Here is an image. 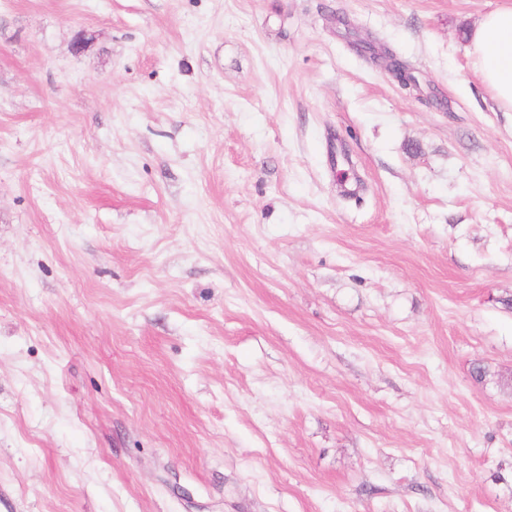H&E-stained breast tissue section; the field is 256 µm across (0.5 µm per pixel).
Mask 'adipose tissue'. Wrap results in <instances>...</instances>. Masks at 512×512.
Segmentation results:
<instances>
[{
    "label": "adipose tissue",
    "instance_id": "obj_1",
    "mask_svg": "<svg viewBox=\"0 0 512 512\" xmlns=\"http://www.w3.org/2000/svg\"><path fill=\"white\" fill-rule=\"evenodd\" d=\"M471 46L483 84L501 109L512 112V6L486 14L474 31Z\"/></svg>",
    "mask_w": 512,
    "mask_h": 512
}]
</instances>
